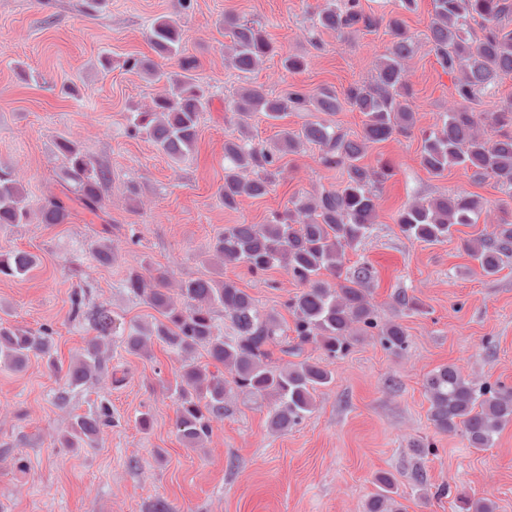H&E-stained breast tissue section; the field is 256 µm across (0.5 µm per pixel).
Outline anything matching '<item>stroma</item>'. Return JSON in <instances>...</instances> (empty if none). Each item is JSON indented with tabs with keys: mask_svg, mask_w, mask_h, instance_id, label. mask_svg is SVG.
<instances>
[{
	"mask_svg": "<svg viewBox=\"0 0 512 512\" xmlns=\"http://www.w3.org/2000/svg\"><path fill=\"white\" fill-rule=\"evenodd\" d=\"M361 3L379 16L400 14L418 42L405 63L416 130L369 148L365 163L391 161L395 174L380 194L369 237L347 251L344 267H372L377 320L401 324L408 347L392 354L371 331L345 357L328 361L316 345H305L302 357L326 362L335 380L317 393L315 410L300 425L272 431L267 404L235 395L210 438L190 447L175 432L166 390L180 361L158 345L147 357L126 351L128 325L152 323L157 313L121 282L135 266L166 273L174 284L214 276L211 246L224 227L266 223L295 197L339 188L342 170L325 168L318 147L310 146L284 158L268 195L225 209L218 196L224 142L237 134L227 106L244 87L278 95L294 86L340 93L369 83L391 37L382 24L345 37L314 32L326 0H191L187 9L182 0H100L93 9L84 0H0V168L16 175L33 207L54 198L69 207L63 224L0 226V254L22 249L38 259L25 278L0 277V316L47 330L62 368L94 335L88 322L70 316L73 292L85 291L91 305L116 319L106 365L92 385L68 389L62 370L35 357L21 371L0 364V512H152L159 501L172 512H365L380 471L395 476L401 512H458L461 491L491 500L496 512H512V424L492 447H469L461 434L434 428L423 389L429 372L453 364L477 383L512 391V263L486 276L463 248L502 213L512 214V198L492 179L459 167L433 175L420 164L421 134L440 123L454 87L425 42L431 0H418L412 12L401 11L398 0ZM229 14L259 22L275 48L254 72L224 61ZM162 15L185 30L186 53L212 92L197 147L180 162L132 135L127 122L132 107L163 88L129 67L130 60L153 57L149 27ZM284 53L305 56L307 69L285 71ZM62 138L111 173L98 213L76 199L57 148ZM457 191L482 198L480 223L456 225L434 244L403 235L395 217L406 204ZM102 238L112 242L108 266L91 252ZM223 273L274 314H284V302L298 290L280 267L254 275L229 266ZM402 291L422 312L395 303ZM103 399L112 404L111 427L90 445L62 447L57 438L73 417L90 414ZM143 412L153 417L147 431L136 422ZM421 443L432 454L419 455ZM442 485L448 495H438Z\"/></svg>",
	"mask_w": 512,
	"mask_h": 512,
	"instance_id": "stroma-1",
	"label": "stroma"
}]
</instances>
